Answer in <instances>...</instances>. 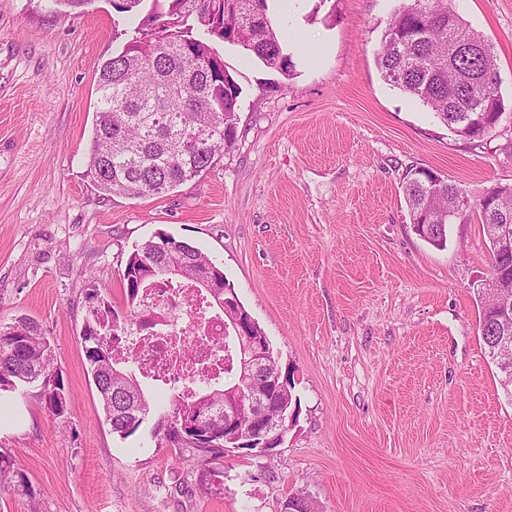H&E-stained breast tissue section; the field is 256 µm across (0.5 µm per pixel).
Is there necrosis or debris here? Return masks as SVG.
Listing matches in <instances>:
<instances>
[{"label": "necrosis or debris", "instance_id": "necrosis-or-debris-1", "mask_svg": "<svg viewBox=\"0 0 512 512\" xmlns=\"http://www.w3.org/2000/svg\"><path fill=\"white\" fill-rule=\"evenodd\" d=\"M141 308L152 317L153 326L128 327L118 344L120 349L136 352L151 385L187 391L188 367L178 358V350L187 337L191 338L197 357L223 363L224 322L204 303L201 289L162 280L147 290Z\"/></svg>", "mask_w": 512, "mask_h": 512}]
</instances>
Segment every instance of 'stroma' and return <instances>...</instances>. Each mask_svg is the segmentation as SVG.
<instances>
[{"label":"stroma","instance_id":"stroma-1","mask_svg":"<svg viewBox=\"0 0 512 512\" xmlns=\"http://www.w3.org/2000/svg\"><path fill=\"white\" fill-rule=\"evenodd\" d=\"M402 0H301L269 14L296 70L219 48L241 89L237 142L202 176L145 198L87 175L101 65L120 42L112 0L79 10L0 0V323L48 337L67 409L40 383L0 391V451L29 491L0 512H512V402L478 329L481 224L417 236L410 171L471 199L512 184V123L468 144L385 81L381 37ZM493 45L512 99V0H452ZM164 231L203 250L265 332L298 406L273 455L222 473L175 453L148 419L113 434L82 342L89 289L129 317L128 255Z\"/></svg>","mask_w":512,"mask_h":512}]
</instances>
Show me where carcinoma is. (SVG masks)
<instances>
[{
    "mask_svg": "<svg viewBox=\"0 0 512 512\" xmlns=\"http://www.w3.org/2000/svg\"><path fill=\"white\" fill-rule=\"evenodd\" d=\"M124 0L115 7L138 23L118 31L117 53L103 64L99 101L89 149L88 174L104 196L130 198L166 194L210 169L237 139L240 88L216 45L229 43L253 53L266 66L292 75L294 63L283 52L268 16L267 0ZM377 66L383 78L429 107L456 135L479 143L490 123L507 110L500 93L492 45L457 14L451 0H402L381 39ZM405 199L414 232L436 249L448 243V226L474 216L488 239L489 268L512 267V253L498 252L493 226L512 225V186L500 185L486 204L471 200L458 186L427 170L407 175ZM168 278L204 288L210 303L224 311V300L245 311L224 269L198 248L160 231L136 246L123 272L129 311L138 313L143 288ZM479 329L496 364L503 391L512 393V351L497 352L505 336L512 343V317L500 318L495 299L478 295ZM82 341L86 359L112 433L125 439L148 418L153 403L133 369L119 365L99 333L98 313L107 308L112 327L128 323L94 288ZM235 380L174 394L154 434L171 446L198 452L194 463L211 467L224 461V405L238 404L245 367L226 368ZM41 382L50 412L63 417L64 383L53 367L51 344L39 325L26 318L0 325V391L17 383ZM27 493V481L0 452V482Z\"/></svg>",
    "mask_w": 512,
    "mask_h": 512,
    "instance_id": "1",
    "label": "carcinoma"
}]
</instances>
